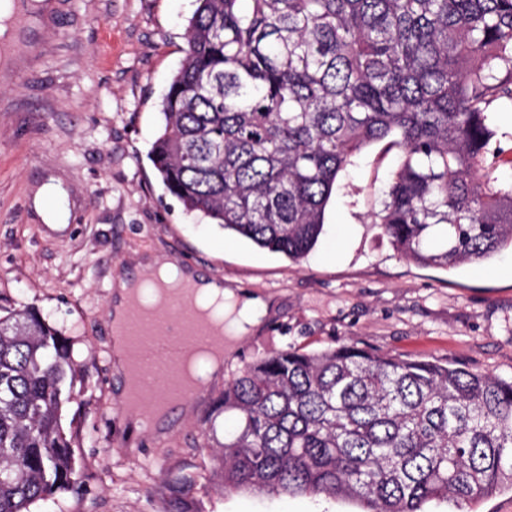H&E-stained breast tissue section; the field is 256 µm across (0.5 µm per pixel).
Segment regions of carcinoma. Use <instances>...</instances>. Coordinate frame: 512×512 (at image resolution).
I'll use <instances>...</instances> for the list:
<instances>
[{"mask_svg": "<svg viewBox=\"0 0 512 512\" xmlns=\"http://www.w3.org/2000/svg\"><path fill=\"white\" fill-rule=\"evenodd\" d=\"M151 160L189 213L299 261L339 175L403 159L373 213L397 253L452 269L512 248L489 114L512 106V0H196ZM74 362L34 311L0 316V512L77 481ZM224 489L461 512L512 488V377L341 344L272 352L224 386Z\"/></svg>", "mask_w": 512, "mask_h": 512, "instance_id": "carcinoma-1", "label": "carcinoma"}]
</instances>
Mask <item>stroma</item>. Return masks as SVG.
I'll return each mask as SVG.
<instances>
[{
    "label": "stroma",
    "instance_id": "1",
    "mask_svg": "<svg viewBox=\"0 0 512 512\" xmlns=\"http://www.w3.org/2000/svg\"><path fill=\"white\" fill-rule=\"evenodd\" d=\"M20 2V43L0 44V309L33 308L78 364L62 425L82 482L29 512H170L178 496L189 512H362L347 499L221 489L225 380L274 351L341 343L512 376V251L447 271L403 259L373 224L398 148L354 157L307 258L258 249L186 214L149 159L195 0H50L47 15ZM51 177L71 210L59 233L31 205ZM136 253L189 261L275 305L241 336L239 309L227 308L234 352L221 380L173 410L163 434L130 432L111 371L110 278Z\"/></svg>",
    "mask_w": 512,
    "mask_h": 512
}]
</instances>
